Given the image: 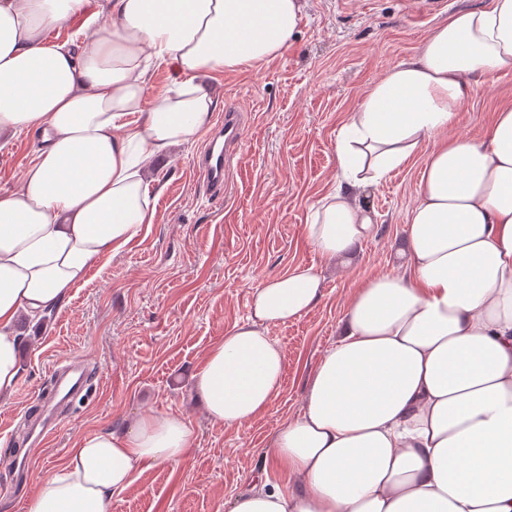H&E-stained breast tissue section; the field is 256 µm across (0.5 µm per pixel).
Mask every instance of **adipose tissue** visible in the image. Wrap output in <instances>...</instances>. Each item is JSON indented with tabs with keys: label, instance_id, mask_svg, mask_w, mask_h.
I'll return each mask as SVG.
<instances>
[{
	"label": "adipose tissue",
	"instance_id": "adipose-tissue-1",
	"mask_svg": "<svg viewBox=\"0 0 512 512\" xmlns=\"http://www.w3.org/2000/svg\"><path fill=\"white\" fill-rule=\"evenodd\" d=\"M84 0H0V138L38 134L36 159L0 193V399L21 371L18 324L59 306L90 265L156 221L148 164L191 145L218 107L210 82L280 56L302 0H106L83 43L51 44ZM177 74L149 96L154 69ZM512 68V0L459 11L345 115L336 176L312 206L309 244L327 260L377 232L366 188L423 155L403 275L350 297L299 414L266 455L287 484L239 493L229 512H512V97L481 139L452 136L472 76ZM299 266L255 288L247 320L207 350L193 390L207 418L240 428L266 413L286 356L268 327L322 297ZM192 431L177 414L83 436L28 512H109L147 465H176Z\"/></svg>",
	"mask_w": 512,
	"mask_h": 512
}]
</instances>
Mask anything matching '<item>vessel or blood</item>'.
Instances as JSON below:
<instances>
[{"label": "vessel or blood", "instance_id": "b4317fda", "mask_svg": "<svg viewBox=\"0 0 512 512\" xmlns=\"http://www.w3.org/2000/svg\"><path fill=\"white\" fill-rule=\"evenodd\" d=\"M248 122V115L235 106H227L221 118L215 141L221 142V149L207 148L196 157L195 169L214 199L226 197L229 189L231 160L242 145V136ZM54 386L50 403L43 405L41 418L36 426L30 427V434L38 440H47L56 430L60 413L78 399L87 386V376L80 365L69 363L54 369Z\"/></svg>", "mask_w": 512, "mask_h": 512}]
</instances>
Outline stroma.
<instances>
[{"label": "stroma", "mask_w": 512, "mask_h": 512, "mask_svg": "<svg viewBox=\"0 0 512 512\" xmlns=\"http://www.w3.org/2000/svg\"><path fill=\"white\" fill-rule=\"evenodd\" d=\"M490 5L447 0L424 15L418 0H305L299 30L280 56L258 71L219 77V101L253 115L228 200L211 198L193 167L204 141L155 159V224L107 265L91 266L45 321L22 324V375L10 399L0 402V459L22 447L27 421L50 389L52 364H85L95 392L76 404L49 445L32 447L29 472L0 469V512H27L41 480L83 435L124 428L144 410L183 415L193 447L180 464L136 473L113 494L111 512H227L228 502L262 475L287 481L282 466H262V457L279 425L301 410L306 382L335 343L354 289L374 274L405 269L406 217L421 174L417 157L367 189L361 199L375 213L376 235L342 269L327 265L306 241L304 226L334 179L340 121L442 19ZM507 91L512 68L478 80L453 135L479 137ZM34 142L22 134L0 144V192L18 182ZM299 265L322 272L323 295L298 319L268 329L286 354L279 396L243 428L210 422L192 389L206 351L247 319L255 288Z\"/></svg>", "instance_id": "obj_1"}]
</instances>
